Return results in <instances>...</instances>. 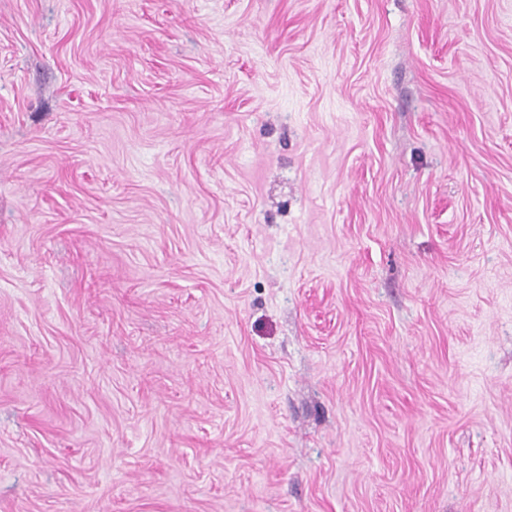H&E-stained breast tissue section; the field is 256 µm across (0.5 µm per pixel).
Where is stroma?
<instances>
[{"mask_svg": "<svg viewBox=\"0 0 512 512\" xmlns=\"http://www.w3.org/2000/svg\"><path fill=\"white\" fill-rule=\"evenodd\" d=\"M0 512H512V0H0Z\"/></svg>", "mask_w": 512, "mask_h": 512, "instance_id": "obj_1", "label": "stroma"}]
</instances>
